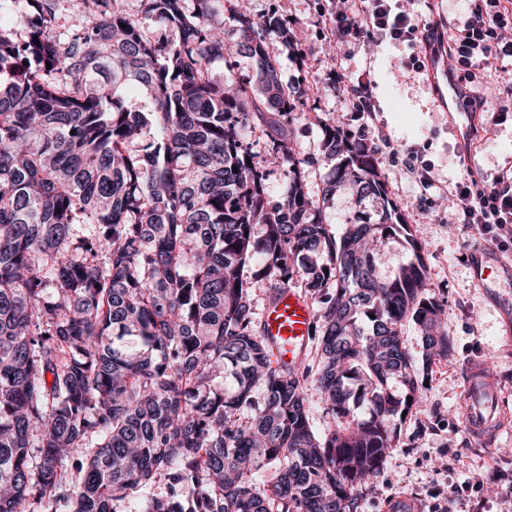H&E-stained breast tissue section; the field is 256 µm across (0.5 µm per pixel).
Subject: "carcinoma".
<instances>
[{
    "label": "carcinoma",
    "instance_id": "carcinoma-1",
    "mask_svg": "<svg viewBox=\"0 0 512 512\" xmlns=\"http://www.w3.org/2000/svg\"><path fill=\"white\" fill-rule=\"evenodd\" d=\"M141 2L138 18L83 0L60 33V0H0V512H361L423 398L404 322L424 368L448 357L419 247L375 154L333 121L322 199L348 186L381 214L338 238L305 191L314 158L288 144L303 83L266 48L294 46L288 21L237 0ZM226 16L253 70L217 79ZM396 237L412 258L382 279L374 256ZM263 281L312 300L333 430L310 423L309 366L269 357Z\"/></svg>",
    "mask_w": 512,
    "mask_h": 512
}]
</instances>
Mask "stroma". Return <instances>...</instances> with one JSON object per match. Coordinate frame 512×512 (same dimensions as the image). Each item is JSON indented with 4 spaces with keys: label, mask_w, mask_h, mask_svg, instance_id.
<instances>
[{
    "label": "stroma",
    "mask_w": 512,
    "mask_h": 512,
    "mask_svg": "<svg viewBox=\"0 0 512 512\" xmlns=\"http://www.w3.org/2000/svg\"><path fill=\"white\" fill-rule=\"evenodd\" d=\"M257 20L276 14L292 19L302 32L298 48L271 42L269 51L278 63L285 84L305 78L309 109L292 127V146L300 156L314 157L305 171L307 192L321 198L324 182L336 162L321 157V123L336 120L350 141L375 148L387 194L412 237L421 247L427 267L428 289L448 315L443 329L450 351L446 359L423 368L422 341L413 323L402 329L404 345L415 359L418 379L428 382L427 400L413 407L401 424L400 436L381 469L368 481L363 512H388L390 502L407 496L420 512H512V339L502 313L504 300L512 301V285L481 288L472 280V249H494L512 260V240L480 234L473 226L455 224L445 192L466 172L484 179L512 166V115L493 126L470 154H460L437 105L426 77L403 72L410 54L406 45L367 41L340 54L322 36V13L336 0H244ZM342 68L349 77L369 72L375 83V109L352 111L345 94L331 82V72ZM431 170L434 185L421 192L405 164L409 156ZM323 212L335 235L362 218L377 219L380 199L357 198L342 189L323 200ZM481 361L502 388L505 429L494 443L470 439L461 410L465 406V370Z\"/></svg>",
    "instance_id": "35a3bbf8"
}]
</instances>
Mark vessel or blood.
Returning <instances> with one entry per match:
<instances>
[{"instance_id": "obj_1", "label": "vessel or blood", "mask_w": 512, "mask_h": 512, "mask_svg": "<svg viewBox=\"0 0 512 512\" xmlns=\"http://www.w3.org/2000/svg\"><path fill=\"white\" fill-rule=\"evenodd\" d=\"M450 49L447 42L426 46V72L438 106L447 112L448 122L456 131L459 150L466 152L476 141L480 108L465 83L449 70ZM470 265L474 281L481 288L487 287L492 271H499L505 279L512 277V263L485 248L472 250ZM313 322V306L302 291L288 288L275 292L260 321L261 332L271 346L272 361L291 367L300 365L309 349ZM500 399V387L488 377L484 365H472L467 372L464 421L480 442L494 441L503 428L498 413Z\"/></svg>"}]
</instances>
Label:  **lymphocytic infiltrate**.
I'll list each match as a JSON object with an SVG mask.
<instances>
[{"label":"lymphocytic infiltrate","instance_id":"f902f5d3","mask_svg":"<svg viewBox=\"0 0 512 512\" xmlns=\"http://www.w3.org/2000/svg\"><path fill=\"white\" fill-rule=\"evenodd\" d=\"M395 0H341L322 14V25L338 49L366 40L391 41L417 48L446 35L454 43V70L476 83L477 69L489 60L512 59V0H471L460 25L431 29L395 10ZM457 223L472 224L485 234L512 227V167L484 182L466 173L448 189Z\"/></svg>","mask_w":512,"mask_h":512}]
</instances>
